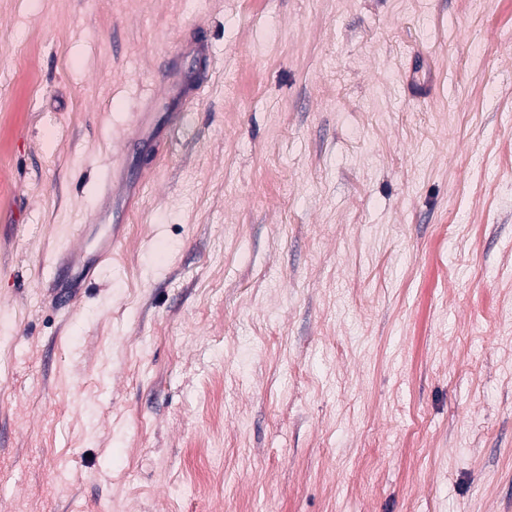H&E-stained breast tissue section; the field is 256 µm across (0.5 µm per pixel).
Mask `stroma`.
I'll list each match as a JSON object with an SVG mask.
<instances>
[{
    "label": "stroma",
    "instance_id": "35a3bbf8",
    "mask_svg": "<svg viewBox=\"0 0 512 512\" xmlns=\"http://www.w3.org/2000/svg\"><path fill=\"white\" fill-rule=\"evenodd\" d=\"M0 181V512H512V0H0ZM76 253L65 249L62 251L55 262L52 275V301L58 309L68 310L80 297L79 289L68 287V274L74 269V256Z\"/></svg>",
    "mask_w": 512,
    "mask_h": 512
}]
</instances>
